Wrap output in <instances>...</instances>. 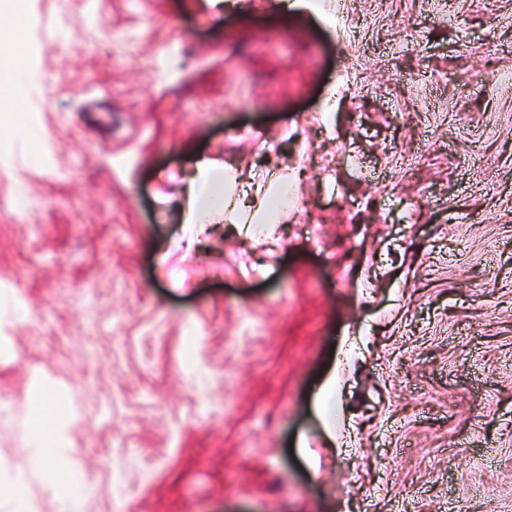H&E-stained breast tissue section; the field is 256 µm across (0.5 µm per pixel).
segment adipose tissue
<instances>
[{"label":"adipose tissue","instance_id":"obj_1","mask_svg":"<svg viewBox=\"0 0 512 512\" xmlns=\"http://www.w3.org/2000/svg\"><path fill=\"white\" fill-rule=\"evenodd\" d=\"M290 177L279 173L264 182H245L237 171L217 169L210 162L197 164L185 201V221L189 224L205 223L217 212L235 217L246 231L256 225L273 223L280 211L279 192Z\"/></svg>","mask_w":512,"mask_h":512}]
</instances>
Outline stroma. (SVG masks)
Listing matches in <instances>:
<instances>
[{"label": "stroma", "instance_id": "obj_1", "mask_svg": "<svg viewBox=\"0 0 512 512\" xmlns=\"http://www.w3.org/2000/svg\"><path fill=\"white\" fill-rule=\"evenodd\" d=\"M280 2L0 0V512H512V0ZM288 172L278 173L264 182H249L231 169L218 170L208 161L197 164L185 201L187 224H204L213 213L224 211L236 218V224H246V232L264 224L272 231L275 214L281 210L280 190L288 186ZM242 195L252 196L256 207L240 202ZM63 456L56 448L53 451H47L42 454H39L35 459V464L43 470L48 478L51 480L57 481L59 480V476L62 473L63 468Z\"/></svg>", "mask_w": 512, "mask_h": 512}]
</instances>
